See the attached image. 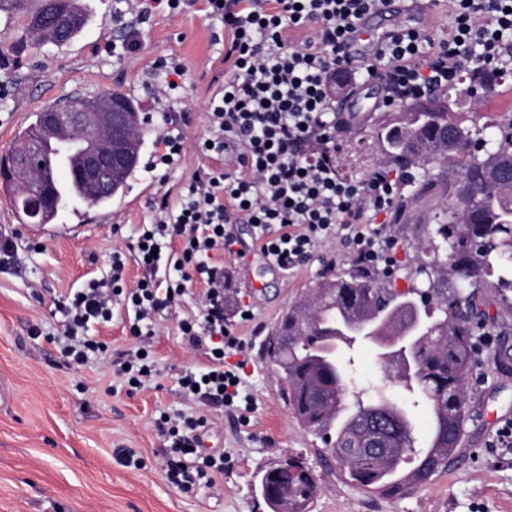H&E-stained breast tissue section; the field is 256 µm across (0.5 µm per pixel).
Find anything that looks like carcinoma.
Returning <instances> with one entry per match:
<instances>
[{"label": "carcinoma", "instance_id": "carcinoma-1", "mask_svg": "<svg viewBox=\"0 0 512 512\" xmlns=\"http://www.w3.org/2000/svg\"><path fill=\"white\" fill-rule=\"evenodd\" d=\"M0 15L21 17L24 38L36 46L61 48L83 29L87 16L80 0H0ZM469 87L451 86L435 99L437 112H399L382 116L374 128L383 143L385 161H398L417 170V192L442 187V203L434 212L432 237L417 244L412 284L401 294L392 283L357 271L324 275L307 289L281 324L288 325V343L276 349L279 368L288 375L283 396L291 413L323 444L343 467L345 479L374 491L409 493L418 484L448 466L465 435L469 419V380L473 371L474 332L484 320L477 289L487 278L496 287L512 290V182L501 176L512 167V118L506 122L478 115V102L464 105ZM130 114L129 134L134 160L142 148V122L132 101L110 94ZM137 164L119 176L116 190L91 191L85 185L63 184L59 210L76 200L94 205L112 204L125 190ZM4 190L27 223H52L54 210L30 217L24 190L7 178ZM373 320L376 336L409 332L407 355L414 368L405 373L401 357L384 363L387 377L415 397L413 404L398 402L377 389L368 396L352 384V376L336 352L352 347L355 323ZM424 403L432 414L429 442L418 445L411 406ZM377 414L395 427L380 456L351 453ZM414 459L413 477L404 481L402 466ZM269 499L271 512H310L319 485L303 456L288 458V467L275 478L263 474L256 486Z\"/></svg>", "mask_w": 512, "mask_h": 512}]
</instances>
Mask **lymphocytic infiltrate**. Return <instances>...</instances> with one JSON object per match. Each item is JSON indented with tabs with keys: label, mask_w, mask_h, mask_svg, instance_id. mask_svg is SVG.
I'll return each mask as SVG.
<instances>
[{
	"label": "lymphocytic infiltrate",
	"mask_w": 512,
	"mask_h": 512,
	"mask_svg": "<svg viewBox=\"0 0 512 512\" xmlns=\"http://www.w3.org/2000/svg\"><path fill=\"white\" fill-rule=\"evenodd\" d=\"M197 1L128 0L135 20L113 50L135 57L138 26L151 5L166 4L178 16ZM201 1L226 34L224 81L209 100L205 134L191 143L183 127L165 128L146 169L175 164L189 143L207 163L183 186L177 204L159 199L155 216L138 226L128 248L112 251L104 276L71 289L57 308L64 353L77 367L107 350L90 328L111 322L115 312L127 315L135 342L121 352L115 374L132 395L160 375L152 344L157 317L201 283L194 310L177 318L176 327L205 361L185 371L179 386L201 404L236 412L245 424L254 409L244 379L246 345L225 313L226 272L214 258L235 252L227 225H252L258 251L282 272L297 268L342 228L361 269L392 273L398 241L389 226L411 172L382 167L362 180L341 176L337 141L352 122L337 112L336 91L379 79L382 105L391 108L448 89L465 74L473 77V91L486 89L512 70V0H443L445 32L426 37L400 25L361 59L348 54V44L363 16L386 0ZM297 32L303 41L294 40ZM130 257L141 269L132 286L125 278ZM154 426L164 441L166 479L179 492L214 486L232 461L223 449L206 446L213 423L202 413L163 412Z\"/></svg>",
	"instance_id": "obj_1"
}]
</instances>
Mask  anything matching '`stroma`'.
Instances as JSON below:
<instances>
[{
  "label": "stroma",
  "mask_w": 512,
  "mask_h": 512,
  "mask_svg": "<svg viewBox=\"0 0 512 512\" xmlns=\"http://www.w3.org/2000/svg\"><path fill=\"white\" fill-rule=\"evenodd\" d=\"M88 21L63 49L20 43L22 21L0 39V81L7 85V109H0V157L33 115L66 97L95 92H132L140 114L174 109L187 118L190 142L180 161L152 173L136 169L128 188L112 201L107 221L102 209L83 204L92 228L69 235L41 236V250L24 251L15 269L0 268V375L15 390L11 406L0 407V512H270L253 485L267 469L288 456L303 455L320 485L311 512H512V450L495 448L498 429L512 420V366L498 360V347H512V304H498V289L485 288L493 345L477 354L473 372L471 419L465 441L447 469L403 497H385L347 485L334 458H319L317 440L290 413L282 398L284 381L266 352L272 329L306 289L325 271L352 270L344 230L321 244L298 269L284 273L268 267L254 245L248 224L231 225L238 255L224 259L230 277L227 311L251 305L248 321L234 327L247 346L246 386L256 407L249 425L222 408L201 409L183 396L177 379L200 363V354L185 348L175 315L161 319L153 338L161 374L156 386L127 395L111 362L132 338L124 316L94 328L108 350L100 359L75 369L52 338L60 325L55 304L84 280L105 275L113 249L125 247L135 225L149 221L157 196L178 201L182 186L201 164L191 142L208 125L211 80L221 71V45L212 41L217 23L193 11L177 17L154 9L141 24V46L135 59L112 56L108 46L118 39L131 16L125 0H85ZM176 57L186 66L184 83L173 101L159 99L153 89L157 60ZM385 88L373 80L353 93L354 122L359 134L348 138L351 150L342 163L365 175L377 154L366 133L373 128ZM154 187L140 197L141 185ZM438 197L416 199L411 221L392 224L399 240V267L390 280L407 288L415 263L414 241L422 239L415 219L428 214ZM41 326L42 336L29 333ZM205 411L214 428L207 445L223 448L234 462L216 486L183 494L167 483L162 467V440L153 419L160 412ZM135 449L143 469L120 464L116 451Z\"/></svg>",
  "instance_id": "obj_1"
}]
</instances>
